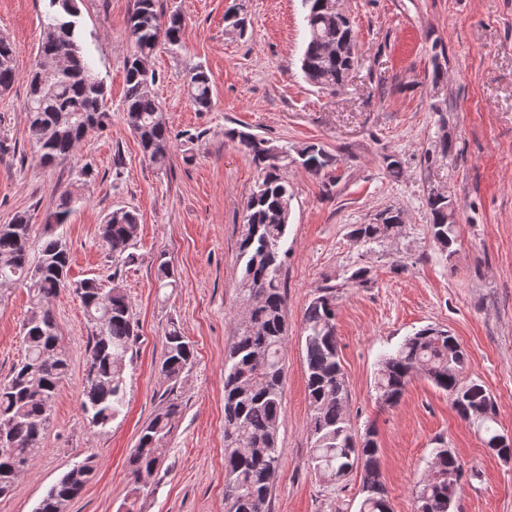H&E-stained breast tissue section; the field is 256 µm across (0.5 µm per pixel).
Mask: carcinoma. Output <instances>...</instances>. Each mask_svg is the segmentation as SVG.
<instances>
[{
	"label": "carcinoma",
	"instance_id": "1",
	"mask_svg": "<svg viewBox=\"0 0 512 512\" xmlns=\"http://www.w3.org/2000/svg\"><path fill=\"white\" fill-rule=\"evenodd\" d=\"M47 33L27 74L25 112L30 144L44 168L57 167L75 154L86 131L104 123L105 91L95 75L94 61L83 45L78 27L77 0H49ZM307 9V40L301 57L305 79L329 95L343 89L358 59L352 52L356 33L350 18L336 15V0H303ZM133 50L125 64L124 119L137 137L144 157L162 168L171 153V135L155 96V73L146 67L160 45L175 53L182 49L184 23L180 12L164 13L159 0H134L128 21ZM16 46L0 36V94L19 78ZM188 95L198 111L209 110L212 81L201 65L189 68ZM224 136L241 146L258 171L244 210L238 240L243 262L239 288L240 322L224 356V499L227 512H267L273 477L281 458L279 430L286 344L285 291L282 271L288 258V226L293 190L282 170L297 164L312 175L336 165V156L317 144L290 153L288 147L251 133L228 129ZM451 144L442 136L425 152L432 162L448 159ZM78 193L67 189L49 214L30 259L32 225L25 215L0 224V284L22 283L32 293V306L22 325L26 353L6 380L0 382V495L32 467L50 424L58 386L68 370L58 327L50 308L53 298L71 289L80 298L89 328L87 369L80 408L88 424L104 430L125 405L124 371L138 336L130 301L117 283L105 289L94 279L74 285L68 277L70 254L62 228ZM430 233L439 251L453 257L459 228L445 195H428ZM402 213L386 208L369 224L353 229L357 241L380 243L396 236ZM139 216L117 208L99 225V237L112 254V263L135 261ZM156 285L174 287V268L157 265ZM339 286L317 289L304 311L306 389L310 406V465L319 474L340 480L362 472L359 512H391L379 460L376 430L355 431L347 410L349 394L336 339V296ZM195 361L192 345L176 326L165 332L159 372L167 383L162 405L142 430L128 460L134 487L161 465L164 442L177 429L182 401L178 389ZM467 355L448 331L426 327L383 355L376 376V399L395 407L408 383L422 376L448 395L459 418L477 432L486 448L502 458L512 446H498L495 402L482 381L464 375ZM455 452L443 444L432 450L424 477L415 491L417 512H455L462 478ZM94 467L86 461L73 466L51 486L35 512H64L92 480Z\"/></svg>",
	"mask_w": 512,
	"mask_h": 512
}]
</instances>
